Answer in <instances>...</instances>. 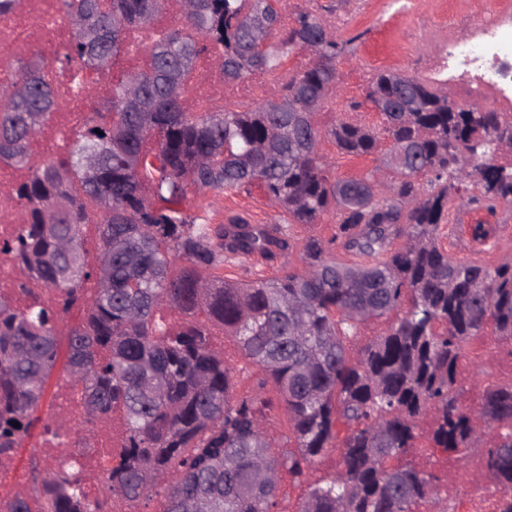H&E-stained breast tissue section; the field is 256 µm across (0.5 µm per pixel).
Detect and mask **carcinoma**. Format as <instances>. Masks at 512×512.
I'll return each instance as SVG.
<instances>
[{
    "label": "carcinoma",
    "instance_id": "carcinoma-1",
    "mask_svg": "<svg viewBox=\"0 0 512 512\" xmlns=\"http://www.w3.org/2000/svg\"><path fill=\"white\" fill-rule=\"evenodd\" d=\"M75 38L57 59L97 69L125 51L129 28L147 27L163 0H62ZM100 32L77 30L86 15ZM347 42L308 13L282 21L281 0H185L182 20L152 49L150 67L128 74L95 106L67 158L39 167L13 198L30 222L4 245L25 283L65 296L53 310H14L0 302V455L30 436L57 366L73 384L87 422L121 414L125 445L108 469L107 496L91 502L65 471L30 463V489L12 512H107L121 496L139 505L156 490L163 512H275L281 472L307 478L315 458L348 425L341 466L314 488L299 512H415L439 495L435 477L399 460L415 447V421L434 411L428 441L460 454L488 441V476L512 489V386L483 388L478 410L458 399L457 370L471 340L494 326L512 339V261L494 268L454 261L437 243L452 189L478 190L489 211L512 203V165L487 158L512 150V121L481 107H458L417 75L381 72L368 98L383 115L381 133L340 122V150L369 154L390 139L392 196L369 176L330 182L312 121L336 82ZM306 51L308 65L274 101L243 111L197 112L183 78L209 55L236 81L271 75ZM20 76L0 85V160L27 162L38 133L30 116L55 104L45 62L32 50ZM258 187L287 223L266 230L237 214L206 224L187 213V187ZM336 207L334 239L360 262L305 247L302 274L241 285L215 274L229 258L288 249V225L313 224ZM97 224L95 264L85 225ZM405 243L395 249L393 243ZM180 269H175L177 263ZM95 293L85 295L84 285ZM408 307L358 356L347 342L359 325ZM85 321L66 322L74 305ZM199 313L237 338L265 373L256 388H231L224 347L204 324L171 332L158 313ZM272 381L288 410L299 452L279 456L264 434ZM18 426H13V423ZM180 474L161 485L167 471Z\"/></svg>",
    "mask_w": 512,
    "mask_h": 512
}]
</instances>
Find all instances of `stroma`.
Masks as SVG:
<instances>
[{
    "label": "stroma",
    "mask_w": 512,
    "mask_h": 512,
    "mask_svg": "<svg viewBox=\"0 0 512 512\" xmlns=\"http://www.w3.org/2000/svg\"><path fill=\"white\" fill-rule=\"evenodd\" d=\"M414 3L415 12H404L394 18L381 10L377 0H318L316 7L311 11L313 17L326 22L330 21L333 14L341 11L353 15L351 24L339 32L341 39L347 40L348 46L344 55L336 61V86L313 116V121L320 132L316 149L318 155L328 163L326 175L329 180L369 175L373 177L375 183L385 185L394 177L393 172L383 161V154L390 147L388 139H381L377 153L352 156L338 149L330 131L338 120L346 117L368 129H380L383 125L382 115L367 97L369 80L381 71L409 72L411 63L416 62L419 56L436 54L438 44L446 37L444 30L435 31L427 41L416 43L410 39V32L418 15L432 13L436 7L435 0H414ZM384 37L391 38L398 45L397 56L383 58L372 52V45ZM356 68L364 71V84L352 85L346 81V73ZM354 103L359 106L355 112L350 109ZM470 195V190L465 188L452 193L448 203L449 217L438 230V245L447 251L451 259L474 261L488 267L512 260V205L498 206L495 217L489 222L492 234L487 240H459L455 216L470 209ZM186 207L190 214L207 219L212 224L225 223L228 216L236 213L247 215L254 224H279L285 217L282 208L256 187L247 192L242 190L232 193L214 190L200 193L192 191L187 195ZM335 233L336 214L332 211L324 214L315 223L291 225L290 246L273 262L268 263L257 257L240 258L225 264L223 275L225 279L233 282L269 278L285 271L302 272L304 246L312 238L330 243V254L336 260L349 261V254L332 244L331 239ZM212 333L224 338V360L231 370L234 392L242 394L250 391L255 381L261 378V371L244 358L234 337L223 335L221 328L218 327L213 328ZM264 395L274 404L266 422L268 439L276 453L294 452L296 444L288 411L274 385H266Z\"/></svg>",
    "instance_id": "obj_1"
}]
</instances>
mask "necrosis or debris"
Listing matches in <instances>:
<instances>
[{
  "label": "necrosis or debris",
  "instance_id": "1",
  "mask_svg": "<svg viewBox=\"0 0 512 512\" xmlns=\"http://www.w3.org/2000/svg\"><path fill=\"white\" fill-rule=\"evenodd\" d=\"M182 13L183 0H165L162 15L149 28L127 31V49L108 70L75 62L52 72L55 105L47 113L40 133L29 143L26 166L0 163L1 196L26 181L47 160L68 153L89 113V98L109 99L113 85L129 70L147 68L155 40L177 25ZM432 26L451 29L453 35L426 62V70L440 77L458 96L490 104L494 111L512 116V0H443L436 15L418 20L419 29ZM74 36L61 10V0H13L11 10L0 13V85L16 80V59L27 44H35L40 54L52 61ZM287 78L282 72L245 83L229 82L210 57L202 56L187 75L186 92L199 110L214 111L231 102L264 100L276 81ZM1 300L19 310L34 301L56 307L62 296L53 289L23 290L12 254L0 250ZM465 362L488 368L499 384L512 385V344L474 339L467 346ZM52 403L54 411L43 420L39 442L43 465L53 471H76L89 497L98 498L105 491V459L108 453L123 448L124 428L116 418H100L90 443L70 447V437L60 430L58 417L64 414L76 422L84 416L70 380L56 383ZM419 453L442 461L450 471L451 478L441 493L454 504V512H501L500 490L472 477L474 471L484 468L483 459H472L468 466L460 467L438 449L423 446Z\"/></svg>",
  "mask_w": 512,
  "mask_h": 512
}]
</instances>
